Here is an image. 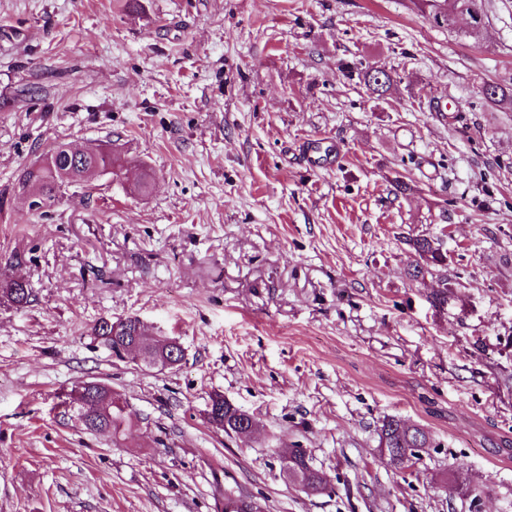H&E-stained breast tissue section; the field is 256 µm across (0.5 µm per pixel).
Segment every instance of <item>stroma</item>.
Wrapping results in <instances>:
<instances>
[{
	"label": "stroma",
	"mask_w": 512,
	"mask_h": 512,
	"mask_svg": "<svg viewBox=\"0 0 512 512\" xmlns=\"http://www.w3.org/2000/svg\"><path fill=\"white\" fill-rule=\"evenodd\" d=\"M459 38L413 0H0V512H512V0ZM396 73L386 98L344 63ZM116 174L34 213L14 187L54 144ZM153 183L140 192L141 170ZM403 175L413 194L394 197ZM444 233V307L405 238ZM139 317L173 370L91 330ZM101 381L120 439L64 418ZM254 437L206 418L211 393ZM387 416L433 448L389 464ZM305 449L311 495L280 472ZM71 158L72 162L74 160L77 161V165L67 168L72 169V174L83 180L86 178V173L90 170H96L101 174L112 173V167H114L117 161L114 154H112V150L103 144H99L96 150L89 154L79 158ZM32 296L31 288L23 281L2 279L0 282V297L16 306L28 304Z\"/></svg>",
	"instance_id": "obj_1"
}]
</instances>
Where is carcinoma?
Here are the masks:
<instances>
[{
    "mask_svg": "<svg viewBox=\"0 0 512 512\" xmlns=\"http://www.w3.org/2000/svg\"><path fill=\"white\" fill-rule=\"evenodd\" d=\"M416 5L423 16L439 27L458 37H474L481 33L485 26L484 0H416ZM462 16L474 19L475 26L459 30L456 20ZM347 77L357 76L367 92L378 97L384 95L387 89L396 82V74L377 70L374 65L343 67ZM480 95L490 106H498L503 102L512 103V87L497 83H485L480 87ZM63 145L55 147L42 164L26 169L21 175L17 189L22 196L38 194L51 207L69 191V179L65 178L63 169L64 158L59 150ZM116 157L112 150L100 144L96 150L77 158V165L72 167V174L84 179L90 170L99 173L112 171ZM411 262L407 274L414 280H423L430 276L437 279L439 290L433 294V299L441 305L448 303V296L453 293L455 280L448 277V254L443 250L441 239L436 234H421L406 240ZM32 290L24 282L15 279L0 281V298L16 306L30 302ZM153 332L141 320L128 316L112 320L103 318L92 328V336L107 349L112 356L121 358V353L127 347L125 339L131 336H151ZM81 389L91 395L87 406L77 402L76 394L70 393L62 400V416L75 415L78 421L88 431L106 429L116 438L131 428L133 414L127 408L105 401L104 395L112 392V388L100 382H90ZM212 408L208 409L209 422L227 435L239 434L243 426L255 427L251 415L224 401V396L215 393L210 396ZM377 435L379 447L388 457L389 463L401 468L412 459H419L425 449L433 447L431 434L423 427L411 424L399 417L388 416L378 426ZM281 472L289 480L298 483L303 490L310 494H318L325 489L326 480L321 472L309 463L306 452L301 448H292L279 455ZM261 506L245 496L227 495L224 498V512H259Z\"/></svg>",
    "mask_w": 512,
    "mask_h": 512,
    "instance_id": "carcinoma-1",
    "label": "carcinoma"
}]
</instances>
